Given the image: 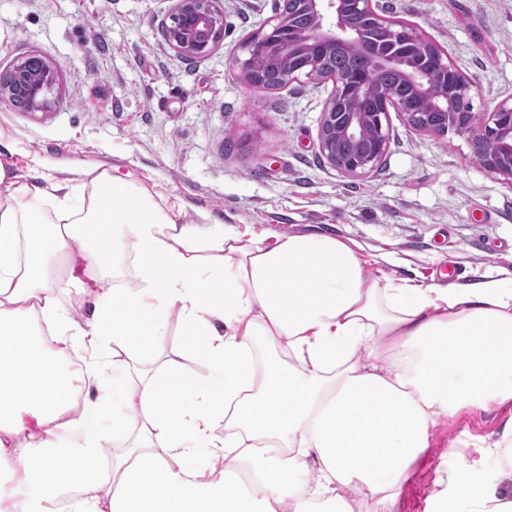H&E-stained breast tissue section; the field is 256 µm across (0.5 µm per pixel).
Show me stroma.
<instances>
[{
	"mask_svg": "<svg viewBox=\"0 0 512 512\" xmlns=\"http://www.w3.org/2000/svg\"><path fill=\"white\" fill-rule=\"evenodd\" d=\"M437 43L474 83L475 111L512 97V0H374ZM224 42L187 60L166 43L171 0H0V70L36 52L59 71L46 112L0 102V161L20 180L45 173L92 191L95 175L130 174L185 223L201 215L243 240L328 234L355 243L366 276L463 288L512 282V184L485 173L466 139L390 116V149L367 176L322 157L318 128L331 83L247 87L239 45L279 0H220ZM512 408L440 418L398 512H428L462 432L500 433Z\"/></svg>",
	"mask_w": 512,
	"mask_h": 512,
	"instance_id": "obj_1",
	"label": "stroma"
}]
</instances>
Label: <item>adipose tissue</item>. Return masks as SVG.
Instances as JSON below:
<instances>
[{
  "label": "adipose tissue",
  "instance_id": "obj_1",
  "mask_svg": "<svg viewBox=\"0 0 512 512\" xmlns=\"http://www.w3.org/2000/svg\"><path fill=\"white\" fill-rule=\"evenodd\" d=\"M125 253L138 287L119 282ZM173 315L205 374L164 358ZM263 340L287 361H256ZM75 347L77 376L57 356ZM509 404L512 284L382 286L330 235L246 243L115 170L58 195L0 163V473L26 474L0 512H55L70 487L68 512H396L437 418ZM455 482L434 512H512L492 482Z\"/></svg>",
  "mask_w": 512,
  "mask_h": 512
}]
</instances>
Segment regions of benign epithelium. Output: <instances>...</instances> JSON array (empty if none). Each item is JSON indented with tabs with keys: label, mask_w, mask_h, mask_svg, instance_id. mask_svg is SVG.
<instances>
[{
	"label": "benign epithelium",
	"mask_w": 512,
	"mask_h": 512,
	"mask_svg": "<svg viewBox=\"0 0 512 512\" xmlns=\"http://www.w3.org/2000/svg\"><path fill=\"white\" fill-rule=\"evenodd\" d=\"M172 2L164 35L179 55L204 57L223 43L226 21L219 0ZM301 13L308 16L305 27ZM240 49L244 57L235 64L249 87L332 82L321 112L319 151L345 175H368L388 153L393 111L411 129L464 136L470 149L480 148L479 166L486 173L512 183V97L479 114L455 111V100L473 96V83L438 44L380 14L373 0H282ZM357 50L368 58L376 81L328 69L329 60ZM268 59L279 68L258 65ZM57 80L58 71L45 58H18L0 71V101L24 100L28 111H46Z\"/></svg>",
	"instance_id": "7a95c632"
}]
</instances>
